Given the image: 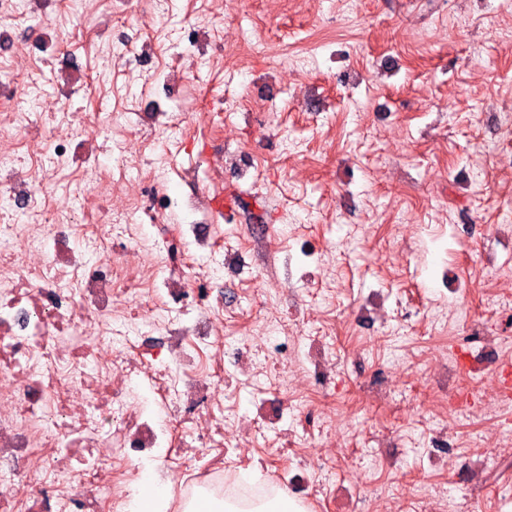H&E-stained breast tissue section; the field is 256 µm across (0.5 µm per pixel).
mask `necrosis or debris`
Returning <instances> with one entry per match:
<instances>
[{"label":"necrosis or debris","instance_id":"4bbe7bcc","mask_svg":"<svg viewBox=\"0 0 512 512\" xmlns=\"http://www.w3.org/2000/svg\"><path fill=\"white\" fill-rule=\"evenodd\" d=\"M23 112H0V512H123L143 458L160 472L184 512L186 488L203 492L231 480L234 459L254 453L260 429L297 451L276 484L316 512L330 479L303 448H332L336 432L323 407L336 386V350L326 337L292 333L293 319L267 318L254 333L224 335V297L214 288L222 263L186 265L171 241L137 231L142 212L165 214L154 182L130 176L124 154L112 157L127 203L111 208L94 193L101 164L83 169L91 200L82 223L52 208L44 188L45 157ZM19 212L27 223L7 220ZM123 247H115L117 238ZM21 239L25 248L16 249ZM505 330L490 334L482 317L457 307L435 310L433 367L485 373L490 355L512 352V303L496 310ZM147 321L151 336L104 355L114 324ZM148 380L162 408L145 409L135 394ZM255 388L253 403L272 419L239 412L236 398ZM461 424L483 420L477 447L458 453L447 433H433L427 456L444 461V481L412 504L413 512H457L454 483L462 471L491 470L512 452V387L448 401Z\"/></svg>","mask_w":512,"mask_h":512}]
</instances>
